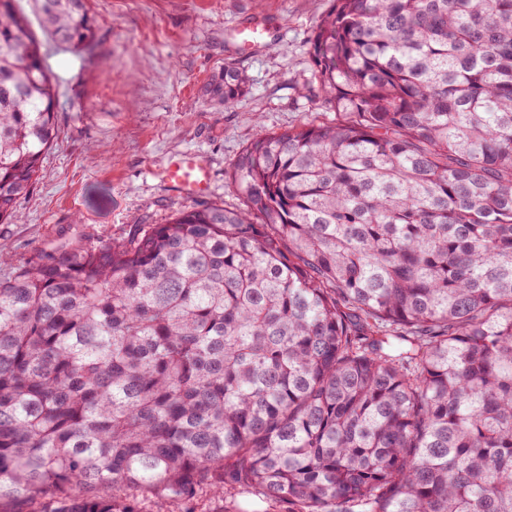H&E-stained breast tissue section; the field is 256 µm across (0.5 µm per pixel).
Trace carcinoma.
Segmentation results:
<instances>
[{
  "instance_id": "carcinoma-1",
  "label": "carcinoma",
  "mask_w": 512,
  "mask_h": 512,
  "mask_svg": "<svg viewBox=\"0 0 512 512\" xmlns=\"http://www.w3.org/2000/svg\"><path fill=\"white\" fill-rule=\"evenodd\" d=\"M15 2L0 223L57 138ZM39 10L96 44L88 0ZM310 43L336 119L258 129L243 206L0 281V512H512V0H333ZM285 506L271 504L257 496L228 494L224 496V512H283Z\"/></svg>"
}]
</instances>
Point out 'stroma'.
Segmentation results:
<instances>
[{"mask_svg": "<svg viewBox=\"0 0 512 512\" xmlns=\"http://www.w3.org/2000/svg\"><path fill=\"white\" fill-rule=\"evenodd\" d=\"M41 41L59 91L57 142L20 206L0 223V243L16 264L75 238H126L139 224H163L191 205L238 206L229 171L257 126L283 131L330 120L312 74L310 39L332 0H91L98 45L78 53L43 31L35 0H18ZM268 22V46L239 50L233 29ZM247 78L233 108L204 89L225 65ZM192 151L209 163L212 189L189 199L157 173Z\"/></svg>", "mask_w": 512, "mask_h": 512, "instance_id": "stroma-1", "label": "stroma"}]
</instances>
